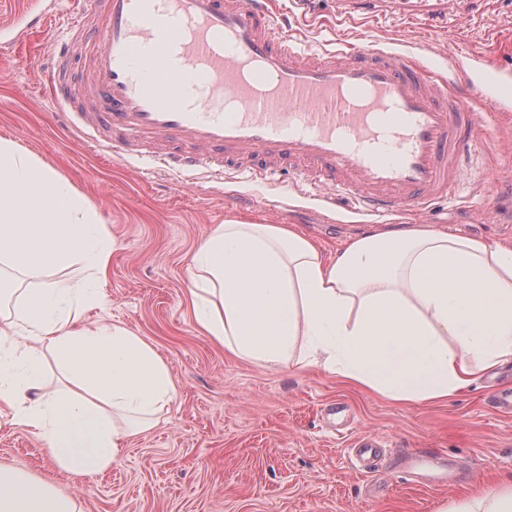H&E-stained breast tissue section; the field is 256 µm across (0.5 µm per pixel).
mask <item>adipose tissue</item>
Returning <instances> with one entry per match:
<instances>
[{
    "instance_id": "ef3b65f1",
    "label": "adipose tissue",
    "mask_w": 512,
    "mask_h": 512,
    "mask_svg": "<svg viewBox=\"0 0 512 512\" xmlns=\"http://www.w3.org/2000/svg\"><path fill=\"white\" fill-rule=\"evenodd\" d=\"M114 240L96 208L36 155L0 138V264L34 280L80 266L100 278ZM188 293L203 336L236 358L335 373L398 402L443 401L512 362V247L411 227L359 235L333 259L292 224L215 225ZM81 284L31 287L0 319V409L41 436L60 470L99 474L175 398L142 337L86 323ZM64 385L43 392L39 355ZM0 512H79L51 481L0 466ZM448 512H512V480Z\"/></svg>"
}]
</instances>
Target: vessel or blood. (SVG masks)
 Listing matches in <instances>:
<instances>
[{
  "label": "vessel or blood",
  "instance_id": "1",
  "mask_svg": "<svg viewBox=\"0 0 512 512\" xmlns=\"http://www.w3.org/2000/svg\"><path fill=\"white\" fill-rule=\"evenodd\" d=\"M19 0L0 45L52 14ZM92 64L74 98V62ZM478 104L448 74L367 38L316 50L279 28L269 0H76L44 92L67 131L122 161L202 172L216 183L289 172L396 216L455 195L478 117L512 110V78L473 58Z\"/></svg>",
  "mask_w": 512,
  "mask_h": 512
}]
</instances>
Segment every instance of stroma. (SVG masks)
Listing matches in <instances>:
<instances>
[{
    "label": "stroma",
    "instance_id": "1",
    "mask_svg": "<svg viewBox=\"0 0 512 512\" xmlns=\"http://www.w3.org/2000/svg\"><path fill=\"white\" fill-rule=\"evenodd\" d=\"M312 7L315 21L292 28L315 47L369 35L402 52L426 49L438 68L471 54L512 65V0H443L439 17L404 0L398 14L351 21L337 18L336 0ZM59 26L52 19L25 45L0 51V137L97 208L115 244L95 283L105 299L85 320L121 324L153 345L170 366L175 400L158 425L130 439L117 465L94 476L59 470L43 439L2 412L0 465L52 481L81 512H442L512 477V416L485 401L512 386V363L477 373L442 402H394L323 370L225 355L199 335L186 292L191 253L227 220L296 225L329 256L364 233L417 225L512 247V112L479 132L456 200L402 217L332 215L288 174L270 185L145 176L66 136L42 91ZM364 436L384 450L365 472L350 455ZM409 451L448 465L451 481L412 482L400 461Z\"/></svg>",
    "mask_w": 512,
    "mask_h": 512
}]
</instances>
